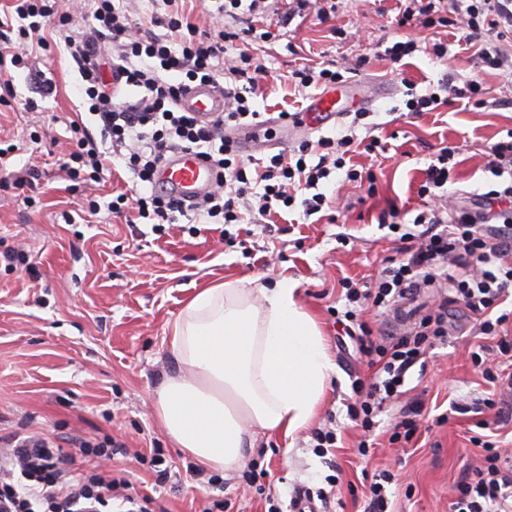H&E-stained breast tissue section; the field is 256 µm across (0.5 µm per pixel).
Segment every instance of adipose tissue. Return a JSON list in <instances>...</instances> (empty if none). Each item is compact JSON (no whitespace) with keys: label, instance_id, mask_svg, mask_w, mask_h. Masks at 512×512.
<instances>
[{"label":"adipose tissue","instance_id":"obj_1","mask_svg":"<svg viewBox=\"0 0 512 512\" xmlns=\"http://www.w3.org/2000/svg\"><path fill=\"white\" fill-rule=\"evenodd\" d=\"M179 366L158 392L166 434L200 466L241 468L260 435L294 436L336 371L314 319L289 281L200 289L168 341Z\"/></svg>","mask_w":512,"mask_h":512}]
</instances>
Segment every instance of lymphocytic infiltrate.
<instances>
[{
    "instance_id": "f902f5d3",
    "label": "lymphocytic infiltrate",
    "mask_w": 512,
    "mask_h": 512,
    "mask_svg": "<svg viewBox=\"0 0 512 512\" xmlns=\"http://www.w3.org/2000/svg\"><path fill=\"white\" fill-rule=\"evenodd\" d=\"M246 9L245 27L215 33L200 32L182 13L154 17L153 23L177 33L179 47L143 31L116 0H91L87 31L76 38L63 34L67 53L82 78V93L97 127L76 128L74 148L65 167L70 180L99 181L107 158L122 160L134 178L131 193L119 194L108 209L120 215L152 220L155 226L175 223L191 214L203 224L261 223L278 208L301 206L303 216L320 213L328 200L319 192L321 180L344 172L347 181L375 185L370 169L349 166L357 137H320L303 140L293 154L278 153L265 165L233 150L226 128L260 121L254 100L262 90L267 67L253 56H228L229 43L256 36L252 19L261 0H217L216 14ZM57 12L56 0H14L12 11L0 16V27L17 26L18 42L0 44V78L28 65V41ZM398 27H448L460 24L465 45L473 47L479 66L512 71V0H403L395 18ZM118 73L125 89L138 90L135 100H123L100 79L103 66ZM222 84L226 110L222 117L199 120L182 111L179 100L192 83ZM480 81L463 86L446 81L439 91L415 95L405 107L432 112L454 100L468 99L484 106ZM201 151L222 170L224 178L193 205L177 201L158 189L156 171L170 153ZM455 148L439 149L418 189L422 209L407 218L397 209L379 221L401 230V247L385 259L376 278L360 284L345 280L349 304L345 332L358 338V349L370 356L378 370L372 382L358 387L348 405L350 419L372 432L384 405L398 399L406 375L427 348L448 339L452 308L474 315L481 335L497 337L496 346L472 352L483 365L490 351L512 358V315L496 309L512 295V130L490 148L488 167L500 177L499 188L479 196L478 210L448 200L450 166ZM438 295L409 332L376 339L361 314L387 308L421 288ZM479 466L456 485L450 512H512V453L484 441ZM120 443L109 446L80 442L77 456L35 436L10 435L0 440V512H100L112 504L117 512H151V497L129 493L125 479L100 473H77L76 457L112 459L123 453Z\"/></svg>"
}]
</instances>
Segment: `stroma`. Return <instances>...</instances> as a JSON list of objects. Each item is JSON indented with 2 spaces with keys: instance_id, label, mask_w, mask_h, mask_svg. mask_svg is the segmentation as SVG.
I'll use <instances>...</instances> for the list:
<instances>
[{
  "instance_id": "35a3bbf8",
  "label": "stroma",
  "mask_w": 512,
  "mask_h": 512,
  "mask_svg": "<svg viewBox=\"0 0 512 512\" xmlns=\"http://www.w3.org/2000/svg\"><path fill=\"white\" fill-rule=\"evenodd\" d=\"M335 3L326 20L298 16L284 35L239 48L269 68L254 107L273 114L301 111L316 93L312 87L295 89L293 69L367 57L357 75L362 94L380 84L390 89L371 106L367 124L355 130L357 137L372 135L387 146L382 154L360 148L352 155L353 164L375 172V195L336 175L320 190L352 208L333 224L281 210L268 217V232L246 224L198 228L183 217L158 233L145 220L128 224L104 211L89 224L64 219L89 201H111L131 179L120 162L98 183H71L61 168L72 149L71 124L89 127L93 119L79 91L77 66L55 36L59 16L72 10L71 0H58V17L43 29L46 47L35 48L31 70L14 72L13 96L0 105V149L12 150L9 169L32 166L42 174L23 189L0 184V435L29 432L63 446L74 436L94 443L120 440L131 454L113 460L112 471L148 493L154 512H203L213 498L224 499V512H265L264 493L286 502L294 489L324 487L330 474L337 477L334 512H363L362 473L383 468L396 476L388 490L395 512H449L455 485L479 460L481 449L472 442L480 433L477 421L486 420L489 434L501 435L512 448V422L499 423L491 410L478 415L451 409L455 402L469 407L487 390L468 359L477 341L470 313L458 308L447 344L429 349L423 368L412 369L405 383V401L422 402L434 416L446 414V422L420 429L408 444L392 445L385 431L398 410L385 408L377 417L375 454L364 460L357 453L361 433L347 407L355 400L353 382L369 381L374 369L335 324L338 282L369 279L394 255L398 243L379 215L393 206L420 208L417 191L439 148L460 149L449 199L465 202L495 187L487 155L512 129V77L479 69L472 51L458 45L460 30L421 27L411 29L417 47L406 56L403 74H396L382 56L402 36L393 24L396 0ZM440 40L448 44L450 61L429 53ZM450 71L463 80L480 78L488 107L458 101L409 114L407 91L424 94ZM36 72L53 80L52 95H38ZM253 278L269 288L284 279L294 284L297 303L316 320L336 365L309 430L292 439L261 436L263 453L255 462L267 475L260 492L239 471L213 484L198 481L155 412L158 386L176 369L167 338L185 303L209 285ZM326 426L337 437L332 469L309 446L312 430ZM154 448L171 467L162 485L135 458Z\"/></svg>"
}]
</instances>
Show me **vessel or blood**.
<instances>
[{
  "label": "vessel or blood",
  "mask_w": 512,
  "mask_h": 512,
  "mask_svg": "<svg viewBox=\"0 0 512 512\" xmlns=\"http://www.w3.org/2000/svg\"><path fill=\"white\" fill-rule=\"evenodd\" d=\"M358 93V84L348 82L317 94L301 110L298 118H287L281 128L282 133L293 135L335 121L342 112V98ZM180 107L183 111L197 113L200 119L211 120L223 113L224 95L211 84H197L189 88L181 98ZM265 129L266 126L262 123L239 126L229 131L228 136L231 143L241 149L257 152L267 145ZM217 179L216 167L195 150L175 152L163 159L157 169L158 185L178 199L186 201L202 197L215 185Z\"/></svg>",
  "instance_id": "vessel-or-blood-1"
}]
</instances>
